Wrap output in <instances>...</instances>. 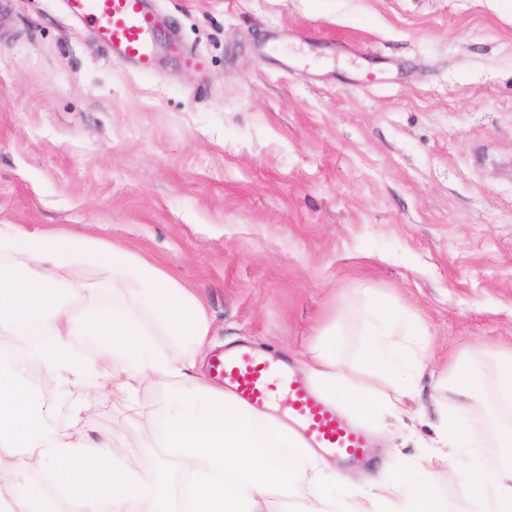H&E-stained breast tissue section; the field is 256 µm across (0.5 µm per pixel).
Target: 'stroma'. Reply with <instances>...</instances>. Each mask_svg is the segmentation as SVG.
Masks as SVG:
<instances>
[{
	"mask_svg": "<svg viewBox=\"0 0 512 512\" xmlns=\"http://www.w3.org/2000/svg\"><path fill=\"white\" fill-rule=\"evenodd\" d=\"M188 68L114 59L63 0L0 15V224L85 229L195 289L210 349L302 362L364 292L415 312L413 428L331 470L425 490L459 353L512 347V0H154ZM140 412L93 402L123 449Z\"/></svg>",
	"mask_w": 512,
	"mask_h": 512,
	"instance_id": "stroma-1",
	"label": "stroma"
}]
</instances>
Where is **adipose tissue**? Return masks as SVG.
I'll use <instances>...</instances> for the list:
<instances>
[{"instance_id": "adipose-tissue-1", "label": "adipose tissue", "mask_w": 512, "mask_h": 512, "mask_svg": "<svg viewBox=\"0 0 512 512\" xmlns=\"http://www.w3.org/2000/svg\"><path fill=\"white\" fill-rule=\"evenodd\" d=\"M88 264L105 273L106 287L74 282L73 269ZM210 330L203 300L143 256L80 233L0 224V332L40 362L44 391L73 388L63 435L33 410L23 371L0 374V512H282L290 503L295 512H512V348L490 354L494 408L466 357L436 381L461 408L489 412L501 449L493 468L471 464L470 431L441 420L427 489L410 498L399 474L362 486L336 477L288 425L197 377ZM79 340L90 352L77 365ZM427 353L412 312L371 299L339 310L303 368L322 398L371 429L417 415ZM159 384L169 402L158 425L125 452L85 439L84 390L132 406ZM448 463L465 468L471 488L455 508L434 488L437 466Z\"/></svg>"}]
</instances>
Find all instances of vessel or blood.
<instances>
[{
  "label": "vessel or blood",
  "mask_w": 512,
  "mask_h": 512,
  "mask_svg": "<svg viewBox=\"0 0 512 512\" xmlns=\"http://www.w3.org/2000/svg\"><path fill=\"white\" fill-rule=\"evenodd\" d=\"M70 13L91 26L116 57L131 61L141 75H151L163 49L159 20L144 0H67ZM210 368L243 403L264 410L280 390H287L291 421L308 447L338 460L363 458L366 432L326 403L295 368L278 365L240 345L215 354Z\"/></svg>",
  "instance_id": "obj_1"
}]
</instances>
